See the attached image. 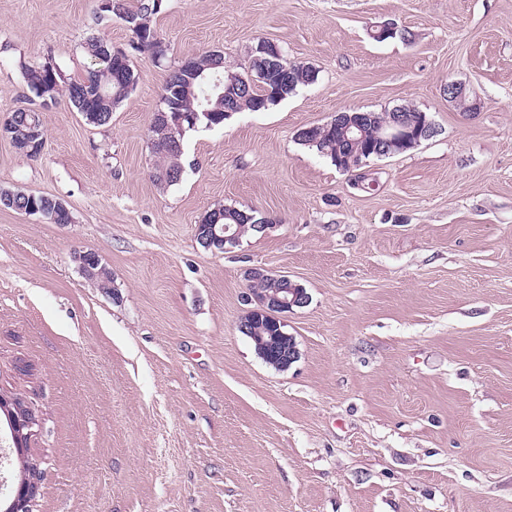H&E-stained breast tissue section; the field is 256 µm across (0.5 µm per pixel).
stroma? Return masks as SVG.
I'll use <instances>...</instances> for the list:
<instances>
[{"mask_svg": "<svg viewBox=\"0 0 512 512\" xmlns=\"http://www.w3.org/2000/svg\"><path fill=\"white\" fill-rule=\"evenodd\" d=\"M99 4L0 0V116L27 106L28 66L80 78L91 35L128 50ZM386 23L395 36L372 39ZM155 25L166 57L132 54L108 125L62 99L40 156L0 136V188L74 218L0 206V394L36 417L33 512H512V0H164ZM262 40L316 81L187 132L181 181H153L168 69L218 51L241 72ZM401 105L436 133L370 162V190L297 139ZM225 206L272 225L205 250L195 228ZM251 267L310 296L282 317L288 370L238 329ZM448 100L454 103L461 111L469 115L479 112L480 103L476 99H470L466 86L461 82L451 81L447 86Z\"/></svg>", "mask_w": 512, "mask_h": 512, "instance_id": "stroma-1", "label": "stroma"}]
</instances>
